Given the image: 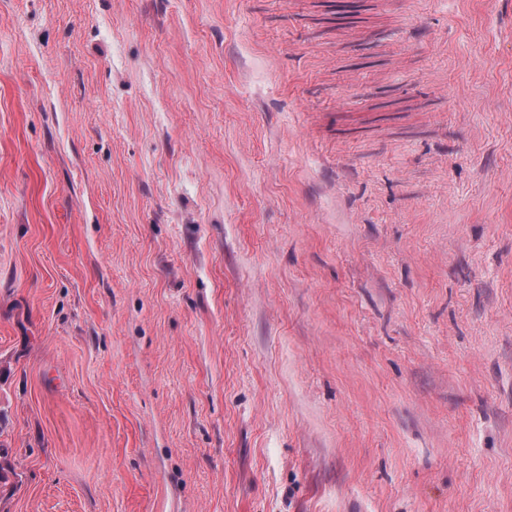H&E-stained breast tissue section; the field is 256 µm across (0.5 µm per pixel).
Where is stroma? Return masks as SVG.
<instances>
[{"label":"stroma","mask_w":512,"mask_h":512,"mask_svg":"<svg viewBox=\"0 0 512 512\" xmlns=\"http://www.w3.org/2000/svg\"><path fill=\"white\" fill-rule=\"evenodd\" d=\"M0 0V512H512V0Z\"/></svg>","instance_id":"obj_1"}]
</instances>
